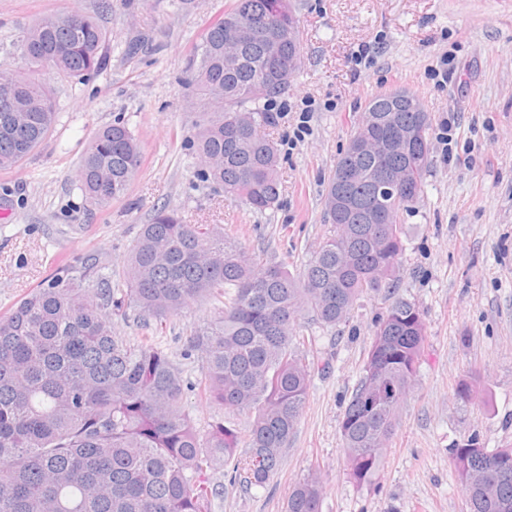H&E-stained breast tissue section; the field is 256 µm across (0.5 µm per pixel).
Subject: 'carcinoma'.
<instances>
[{
    "label": "carcinoma",
    "mask_w": 512,
    "mask_h": 512,
    "mask_svg": "<svg viewBox=\"0 0 512 512\" xmlns=\"http://www.w3.org/2000/svg\"><path fill=\"white\" fill-rule=\"evenodd\" d=\"M250 27L239 64L228 69L225 40ZM26 69L0 74V170L17 167L52 130L56 103L43 81L89 80L108 68L106 31L91 17L50 14L24 34ZM301 63L299 20L290 0H231L188 58L197 132L186 143L199 177L258 211L279 198V154L264 129L275 120L265 103L281 92L265 83L271 65L295 74ZM390 102L380 93L352 135L378 141ZM431 119L424 136L402 152L372 150L356 161L358 177L343 185L331 173L324 197L329 234L295 275L264 262L220 224H187L157 210L143 225L128 260L125 288L97 267L51 278L0 315V512H211L212 471L225 468L232 487H264L279 468L303 410L314 364L296 334L303 313L336 326L355 300L390 288L403 254L402 226L367 224L345 200L368 201L379 176L403 170L424 192L431 166ZM144 162L122 118L99 131L85 151L79 181L86 200L104 207L127 191ZM217 312L195 327L181 353L198 362L191 379L151 336L131 341L112 316L131 308L138 321L168 318L203 302ZM425 327L416 304L395 299L380 319L363 374L345 408L340 435L350 475L370 482L380 471L398 412L415 381ZM247 412L246 435L220 418L200 429L188 393ZM503 449L469 435L451 459L469 512H512V468ZM317 474L288 498L287 512H319Z\"/></svg>",
    "instance_id": "carcinoma-1"
}]
</instances>
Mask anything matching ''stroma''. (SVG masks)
Segmentation results:
<instances>
[{
    "label": "stroma",
    "mask_w": 512,
    "mask_h": 512,
    "mask_svg": "<svg viewBox=\"0 0 512 512\" xmlns=\"http://www.w3.org/2000/svg\"><path fill=\"white\" fill-rule=\"evenodd\" d=\"M230 0H0V71L20 70L17 43L49 13L80 12L105 28L106 71L83 82H52V134L22 165L0 171V315L62 260L106 268L121 287L143 224L162 207L190 224H220L260 258L294 272L330 226L323 196L369 99L404 88L431 118L432 163L423 195L401 211L403 256L394 294L361 296L345 323L302 320L312 372L288 450L262 488L224 490L211 512H286L294 487L319 472L320 512H469L449 450L470 434L486 448L512 447V0H291L303 59L270 137L280 155V198L257 211L229 200L198 176L184 146L195 115L186 58ZM369 46V63H357ZM312 110L304 140L295 134ZM122 118L144 156L127 194L98 208L78 180L94 135ZM414 302L425 344L416 380L377 478L349 476L340 438L345 407L362 373L374 326L390 296ZM214 313L211 303L169 318L157 343L186 376L181 357L189 329ZM469 383L471 398H456Z\"/></svg>",
    "instance_id": "1"
}]
</instances>
